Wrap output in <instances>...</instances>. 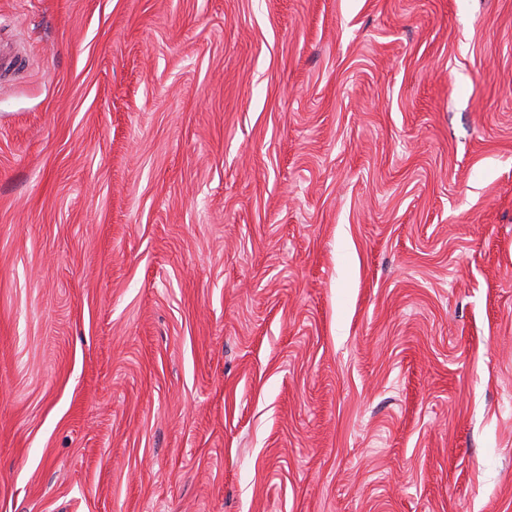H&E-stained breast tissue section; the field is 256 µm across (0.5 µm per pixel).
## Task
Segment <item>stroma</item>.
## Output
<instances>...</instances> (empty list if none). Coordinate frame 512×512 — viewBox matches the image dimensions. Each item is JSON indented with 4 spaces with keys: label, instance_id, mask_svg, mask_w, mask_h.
<instances>
[{
    "label": "stroma",
    "instance_id": "1",
    "mask_svg": "<svg viewBox=\"0 0 512 512\" xmlns=\"http://www.w3.org/2000/svg\"><path fill=\"white\" fill-rule=\"evenodd\" d=\"M0 40V512H512V0Z\"/></svg>",
    "mask_w": 512,
    "mask_h": 512
}]
</instances>
